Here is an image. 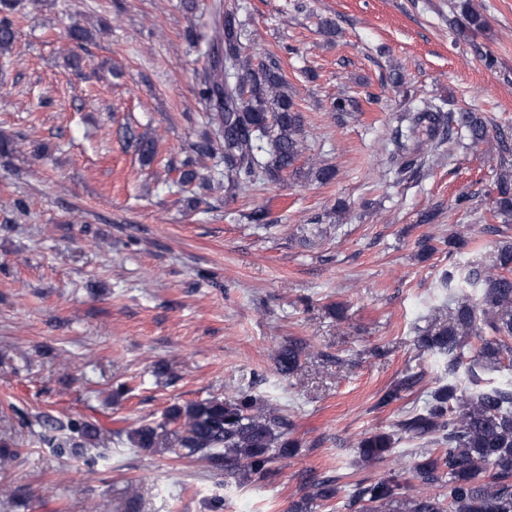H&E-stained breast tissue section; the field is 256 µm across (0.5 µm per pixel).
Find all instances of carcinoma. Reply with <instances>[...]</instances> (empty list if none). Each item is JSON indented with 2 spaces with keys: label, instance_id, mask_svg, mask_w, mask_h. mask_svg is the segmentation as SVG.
I'll use <instances>...</instances> for the list:
<instances>
[{
  "label": "carcinoma",
  "instance_id": "obj_1",
  "mask_svg": "<svg viewBox=\"0 0 512 512\" xmlns=\"http://www.w3.org/2000/svg\"><path fill=\"white\" fill-rule=\"evenodd\" d=\"M462 20L458 36L467 40L488 29L485 15L466 2L460 5ZM213 39L210 65L200 77L203 97L209 104V131L194 145L199 157L221 151L224 161V197L254 190L277 181L295 169L306 150L299 104L288 94V81L275 59L253 67L244 54L242 22L238 11L218 2L213 8ZM16 32L8 18H0V61L11 62ZM401 129L393 152L399 168L416 164V147L423 140L457 133L471 143H489L504 162L512 157V139L491 137L487 121L477 112H444L426 104L400 116ZM136 152L150 164L158 154L157 140L131 135ZM195 160L182 163L178 183L191 186L198 177ZM494 212L503 223L512 222V176L495 181ZM497 272L472 265H451L440 276L441 287L477 289L452 309L448 325L425 331L420 346L448 358V384L436 389L422 411L396 423L397 431L412 440L433 444L420 448L404 469L409 483L394 477L362 480L344 503L347 512H512V382L497 386L462 389L456 383L471 336L481 338L477 358L469 366L477 371H496L504 361L512 363V242L497 245L493 260ZM305 349L294 340L276 355L277 371L283 376L300 367ZM410 383L387 388L377 406L385 408L402 399ZM290 421L283 409L241 390L232 399L211 397L175 404L163 420L139 423L126 430L129 444L149 453L197 456L208 468L228 479L264 480L272 465L291 458L297 444L288 438ZM70 436L58 448L87 452L100 438V428L72 420ZM396 440L389 433H371L358 442L362 460L382 461L394 453ZM434 487L442 493H430ZM310 492L291 504L289 512H307L314 499L336 497V480L323 478L308 483Z\"/></svg>",
  "mask_w": 512,
  "mask_h": 512
}]
</instances>
